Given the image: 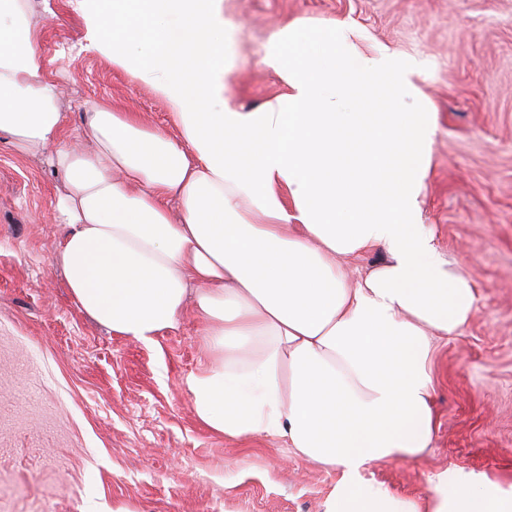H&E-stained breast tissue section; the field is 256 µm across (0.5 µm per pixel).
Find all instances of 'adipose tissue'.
Masks as SVG:
<instances>
[{
    "mask_svg": "<svg viewBox=\"0 0 512 512\" xmlns=\"http://www.w3.org/2000/svg\"><path fill=\"white\" fill-rule=\"evenodd\" d=\"M70 6L83 50L148 86L177 130L92 101L66 138L32 0H0V133L23 153L55 146V261L81 310L149 343L193 309L209 351L186 380L196 417L336 470L326 512H512V486L483 473L437 471L422 499L366 476L431 448L435 342L478 310L420 218L435 119L418 60L360 51L344 21L308 46L292 22L265 57L286 92L245 111L226 82L224 0ZM374 249L382 261L347 280L342 259Z\"/></svg>",
    "mask_w": 512,
    "mask_h": 512,
    "instance_id": "1",
    "label": "adipose tissue"
}]
</instances>
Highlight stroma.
Here are the masks:
<instances>
[{
    "label": "stroma",
    "mask_w": 512,
    "mask_h": 512,
    "mask_svg": "<svg viewBox=\"0 0 512 512\" xmlns=\"http://www.w3.org/2000/svg\"><path fill=\"white\" fill-rule=\"evenodd\" d=\"M224 57L236 104L285 90L264 64L272 35L301 20L360 27L367 45L418 58L436 114L421 220L478 298L433 358V445L373 466L398 496L429 493L445 468L512 484V0H224ZM44 73L64 88L67 133L105 101L170 127L163 100L82 50L68 0L40 12ZM49 148L0 135V512H325L338 474L284 439H227L196 418L187 377L206 361L203 324L143 344L112 335L73 300L54 257L51 202L63 178Z\"/></svg>",
    "instance_id": "obj_1"
}]
</instances>
